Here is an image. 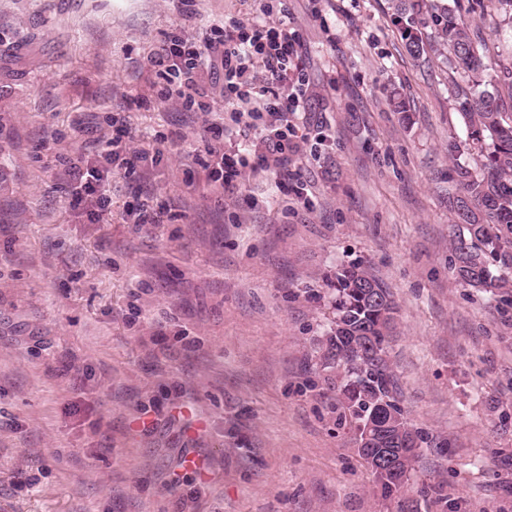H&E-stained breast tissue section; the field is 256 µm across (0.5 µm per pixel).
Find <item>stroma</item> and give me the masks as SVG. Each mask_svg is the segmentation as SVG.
Instances as JSON below:
<instances>
[{
    "mask_svg": "<svg viewBox=\"0 0 512 512\" xmlns=\"http://www.w3.org/2000/svg\"><path fill=\"white\" fill-rule=\"evenodd\" d=\"M259 3L0 0V512H512V306L449 270L462 78L406 54L388 0H286L308 195L249 173L224 193L203 115L161 98L147 58ZM466 20L488 75L512 62L495 0ZM115 112L130 150L164 152L140 187L160 225L125 223L138 187L118 175L97 223L71 204L65 165ZM357 261L398 304L397 401L434 441L390 498L320 362L329 284Z\"/></svg>",
    "mask_w": 512,
    "mask_h": 512,
    "instance_id": "35a3bbf8",
    "label": "stroma"
}]
</instances>
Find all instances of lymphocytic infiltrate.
<instances>
[{
	"instance_id": "f902f5d3",
	"label": "lymphocytic infiltrate",
	"mask_w": 512,
	"mask_h": 512,
	"mask_svg": "<svg viewBox=\"0 0 512 512\" xmlns=\"http://www.w3.org/2000/svg\"><path fill=\"white\" fill-rule=\"evenodd\" d=\"M272 11L267 4L262 19L211 26L197 41L171 35L162 51L148 58L165 81L162 98L177 99L189 111L213 112L197 74L206 69L223 76L231 120L209 124L213 137L205 166L211 183L225 192H234L247 171L269 172L287 182L290 157L298 150L297 128L289 116L305 109L302 42L285 20L267 22ZM257 59L263 64L259 72L253 68ZM68 176L74 205L95 211L109 206L104 176L89 159L70 161Z\"/></svg>"
}]
</instances>
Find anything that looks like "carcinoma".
I'll return each instance as SVG.
<instances>
[{
    "mask_svg": "<svg viewBox=\"0 0 512 512\" xmlns=\"http://www.w3.org/2000/svg\"><path fill=\"white\" fill-rule=\"evenodd\" d=\"M393 19L410 57L445 55L466 85L454 92V106L466 138L450 137L452 155L474 157V165L454 167L457 191L448 195V210L458 233L451 240L450 270L457 283L512 297V63L485 78L487 43L471 29L461 0H392ZM333 317L322 341V364L336 370L345 397L342 418L355 428V439L368 424L380 426L397 416L410 438L409 454L393 476H377L382 493L392 497L408 481L424 434L414 428L394 396L388 337L396 330L398 307L390 289L370 268L352 264L336 272Z\"/></svg>",
    "mask_w": 512,
    "mask_h": 512,
    "instance_id": "1",
    "label": "carcinoma"
}]
</instances>
